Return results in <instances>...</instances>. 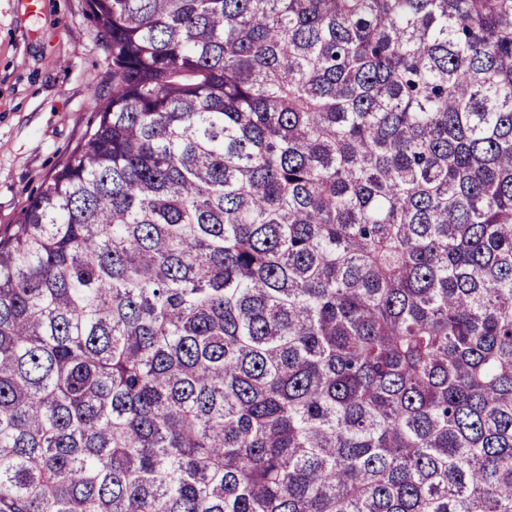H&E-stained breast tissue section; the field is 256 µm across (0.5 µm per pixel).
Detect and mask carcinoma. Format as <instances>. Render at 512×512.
Wrapping results in <instances>:
<instances>
[{
	"label": "carcinoma",
	"mask_w": 512,
	"mask_h": 512,
	"mask_svg": "<svg viewBox=\"0 0 512 512\" xmlns=\"http://www.w3.org/2000/svg\"><path fill=\"white\" fill-rule=\"evenodd\" d=\"M90 128L0 235V512H512V0H86Z\"/></svg>",
	"instance_id": "1"
}]
</instances>
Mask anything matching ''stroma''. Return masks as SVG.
<instances>
[{"label": "stroma", "instance_id": "1", "mask_svg": "<svg viewBox=\"0 0 512 512\" xmlns=\"http://www.w3.org/2000/svg\"><path fill=\"white\" fill-rule=\"evenodd\" d=\"M112 64L86 0H0V231L95 120Z\"/></svg>", "mask_w": 512, "mask_h": 512}]
</instances>
